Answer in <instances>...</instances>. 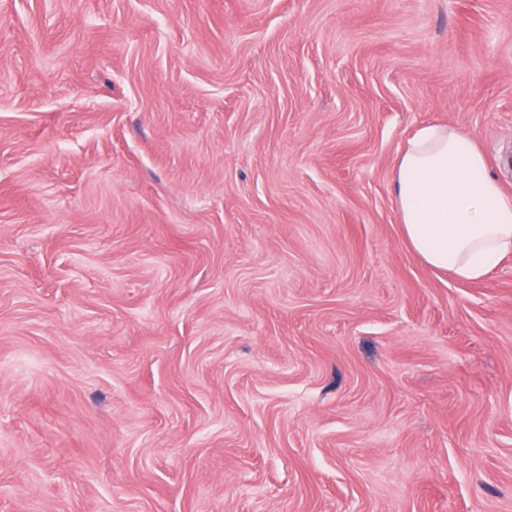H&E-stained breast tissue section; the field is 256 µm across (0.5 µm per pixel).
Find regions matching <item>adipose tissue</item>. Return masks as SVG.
I'll use <instances>...</instances> for the list:
<instances>
[{"instance_id":"obj_1","label":"adipose tissue","mask_w":512,"mask_h":512,"mask_svg":"<svg viewBox=\"0 0 512 512\" xmlns=\"http://www.w3.org/2000/svg\"><path fill=\"white\" fill-rule=\"evenodd\" d=\"M392 195L406 242L435 270L475 281L512 254V195L453 126L429 124L407 139Z\"/></svg>"}]
</instances>
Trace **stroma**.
I'll use <instances>...</instances> for the list:
<instances>
[{"label":"stroma","mask_w":512,"mask_h":512,"mask_svg":"<svg viewBox=\"0 0 512 512\" xmlns=\"http://www.w3.org/2000/svg\"><path fill=\"white\" fill-rule=\"evenodd\" d=\"M428 123L512 194V0H0V512H512V254L406 243Z\"/></svg>","instance_id":"stroma-1"}]
</instances>
